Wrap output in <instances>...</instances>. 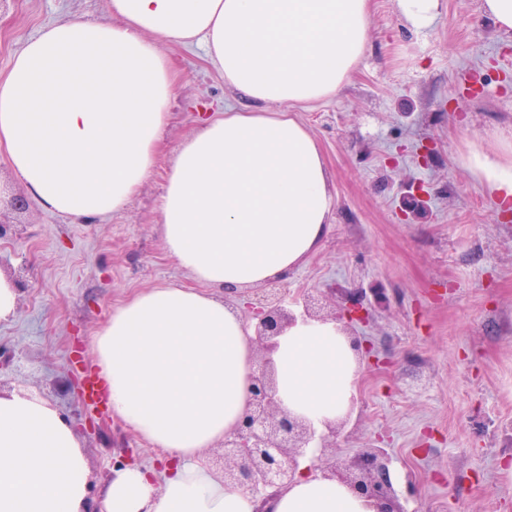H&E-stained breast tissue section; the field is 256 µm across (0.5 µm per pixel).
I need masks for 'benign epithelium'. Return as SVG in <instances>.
Segmentation results:
<instances>
[{"label": "benign epithelium", "instance_id": "benign-epithelium-1", "mask_svg": "<svg viewBox=\"0 0 512 512\" xmlns=\"http://www.w3.org/2000/svg\"><path fill=\"white\" fill-rule=\"evenodd\" d=\"M279 280L266 282V287L245 297L240 308L246 326L251 328L260 359L250 377L249 403L231 432L221 442L219 461L224 468V484L244 487L257 495L267 489L283 490L302 477L303 472L339 478L356 493L375 500L378 512H395L392 502L396 490L390 478L391 458L382 448H360L352 457L323 460L325 452L336 448V436L345 422L330 425L318 433L305 420L285 413L276 397L275 370L267 353L274 340L294 321L295 312L284 306ZM346 305L330 315L321 314L324 306L336 297ZM301 315L317 320L364 323L370 312L356 293L337 285L325 291L313 289L297 301ZM318 454L307 469L300 468L311 444Z\"/></svg>", "mask_w": 512, "mask_h": 512}]
</instances>
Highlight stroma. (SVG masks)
<instances>
[{
    "mask_svg": "<svg viewBox=\"0 0 512 512\" xmlns=\"http://www.w3.org/2000/svg\"><path fill=\"white\" fill-rule=\"evenodd\" d=\"M110 17L109 0H13L0 15V76L13 55L61 16ZM177 65L164 154L211 113L251 103L224 83L201 47L162 44ZM333 177L331 230L289 271L288 298L331 284L381 289L356 335L379 365L363 363L340 456L378 446L411 476V512H512V215L461 158L512 130V37L481 0H441L415 31L392 0H373L369 52L336 98L299 110ZM429 146L421 157V146ZM160 162L122 212L91 222L28 205L6 212L0 273L18 288L0 322V388L38 393L70 423L99 503L128 461L163 468L164 453L111 413L83 427L78 389L92 368L91 338L135 292L192 285L159 233L168 164Z\"/></svg>",
    "mask_w": 512,
    "mask_h": 512,
    "instance_id": "1",
    "label": "stroma"
}]
</instances>
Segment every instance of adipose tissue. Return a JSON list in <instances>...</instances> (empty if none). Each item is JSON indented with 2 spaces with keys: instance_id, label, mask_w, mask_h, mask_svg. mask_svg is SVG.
<instances>
[{
  "instance_id": "ef3b65f1",
  "label": "adipose tissue",
  "mask_w": 512,
  "mask_h": 512,
  "mask_svg": "<svg viewBox=\"0 0 512 512\" xmlns=\"http://www.w3.org/2000/svg\"><path fill=\"white\" fill-rule=\"evenodd\" d=\"M108 22L64 16L0 78V149L28 200L76 221L124 210L160 162L176 85L161 43H203L255 109L202 119L174 152L160 208L164 251L192 287L139 291L93 336L112 413L171 458L117 471L99 512H256L203 457L250 398L257 357L221 290L286 275L329 234L323 152L296 109L336 97L363 61L371 0H109ZM512 204V139L463 159ZM282 410L316 430L344 417L360 370L339 323L300 318L272 355ZM90 470L47 400L0 393V512H88ZM270 512H375L334 478L274 495Z\"/></svg>"
}]
</instances>
